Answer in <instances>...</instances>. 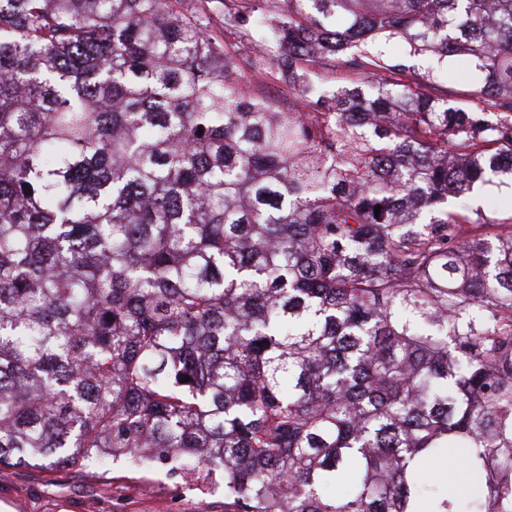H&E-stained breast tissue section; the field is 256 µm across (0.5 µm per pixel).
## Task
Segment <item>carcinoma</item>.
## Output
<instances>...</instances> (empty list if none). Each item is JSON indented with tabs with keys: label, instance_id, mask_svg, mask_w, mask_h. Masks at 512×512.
Wrapping results in <instances>:
<instances>
[{
	"label": "carcinoma",
	"instance_id": "carcinoma-1",
	"mask_svg": "<svg viewBox=\"0 0 512 512\" xmlns=\"http://www.w3.org/2000/svg\"><path fill=\"white\" fill-rule=\"evenodd\" d=\"M173 2L0 0V473L109 456L224 512H512V224L470 216L512 186V0H288L262 17L287 116ZM334 60L368 89L304 116ZM510 192L512 194V188L500 187L496 180L493 183L479 187L471 202L473 209L471 217L476 218V213H481L484 217L490 219L510 218L512 216L511 210L503 205L507 196H511Z\"/></svg>",
	"mask_w": 512,
	"mask_h": 512
}]
</instances>
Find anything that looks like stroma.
Returning a JSON list of instances; mask_svg holds the SVG:
<instances>
[{"instance_id":"stroma-1","label":"stroma","mask_w":512,"mask_h":512,"mask_svg":"<svg viewBox=\"0 0 512 512\" xmlns=\"http://www.w3.org/2000/svg\"><path fill=\"white\" fill-rule=\"evenodd\" d=\"M210 9L213 34L237 62L243 81L278 111H291L293 96L279 92L273 77L249 65L253 47L269 36L256 13H243L227 26L218 0ZM0 503L12 512H224V492L199 490L190 475H172L159 466L91 460L57 471L37 464L11 468L0 474Z\"/></svg>"}]
</instances>
